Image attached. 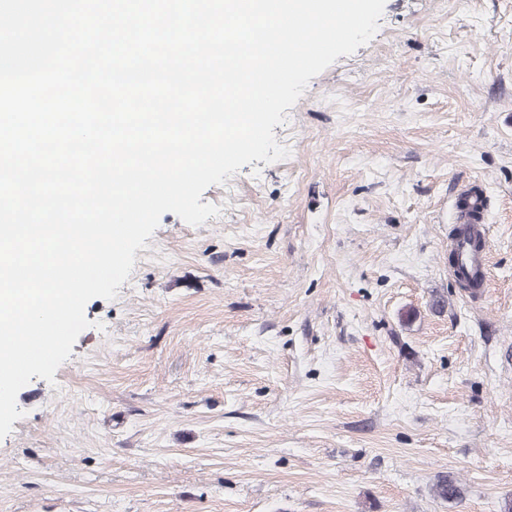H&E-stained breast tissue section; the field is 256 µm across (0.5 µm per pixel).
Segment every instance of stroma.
Wrapping results in <instances>:
<instances>
[{
  "instance_id": "stroma-1",
  "label": "stroma",
  "mask_w": 512,
  "mask_h": 512,
  "mask_svg": "<svg viewBox=\"0 0 512 512\" xmlns=\"http://www.w3.org/2000/svg\"><path fill=\"white\" fill-rule=\"evenodd\" d=\"M275 138L167 212L54 381L0 512H501L512 497V0H386ZM489 273L448 270L456 196ZM444 300L436 308L435 300ZM462 499L434 497L437 475Z\"/></svg>"
}]
</instances>
